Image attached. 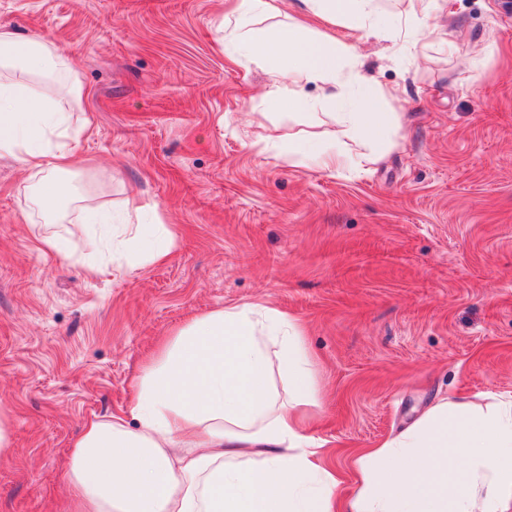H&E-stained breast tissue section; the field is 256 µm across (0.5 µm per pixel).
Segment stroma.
Listing matches in <instances>:
<instances>
[{"label":"stroma","mask_w":512,"mask_h":512,"mask_svg":"<svg viewBox=\"0 0 512 512\" xmlns=\"http://www.w3.org/2000/svg\"><path fill=\"white\" fill-rule=\"evenodd\" d=\"M418 17L415 42L326 26L356 70L396 97L369 170L294 166L256 145L322 132L281 115L258 64L225 53L230 0H0V24L77 63L74 112L91 135L75 177L89 205L174 227L160 262L97 258L101 274L43 253L83 245L79 213L48 223L0 158V512H69L63 477L83 424L127 411L146 357L194 317L246 302L305 327L320 407L308 432L348 457L441 399L512 393V15L496 0H379ZM39 241L45 251L54 253L65 261L78 264L86 263V256L83 253L63 250L59 238L55 234H46Z\"/></svg>","instance_id":"stroma-1"}]
</instances>
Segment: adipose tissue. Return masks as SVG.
<instances>
[{
	"label": "adipose tissue",
	"mask_w": 512,
	"mask_h": 512,
	"mask_svg": "<svg viewBox=\"0 0 512 512\" xmlns=\"http://www.w3.org/2000/svg\"><path fill=\"white\" fill-rule=\"evenodd\" d=\"M375 2L293 0L292 8L379 34ZM280 11L278 0H234L221 28L225 50L266 65L279 105L297 117L321 108L337 120L289 145V161L334 173L349 140L362 147L358 164L374 163L395 125L377 104L394 90L360 80L348 98L343 61L351 48L291 23L254 30L256 19ZM35 80L52 96L32 92ZM310 85L318 96L307 95ZM80 99L71 57L0 27V158L28 173L31 201L47 219L86 200L66 179L89 132L68 111ZM83 221L100 226L91 242L99 251L132 248L137 259L157 262L173 244L165 224L128 238L130 220L100 208H87ZM315 401L311 356L293 316L247 303L193 318L143 368L127 414L90 420L72 442L64 469L71 512H512V393L484 408L440 401L397 438L357 454L358 489L340 508L329 450L303 427Z\"/></svg>",
	"instance_id": "adipose-tissue-1"
}]
</instances>
